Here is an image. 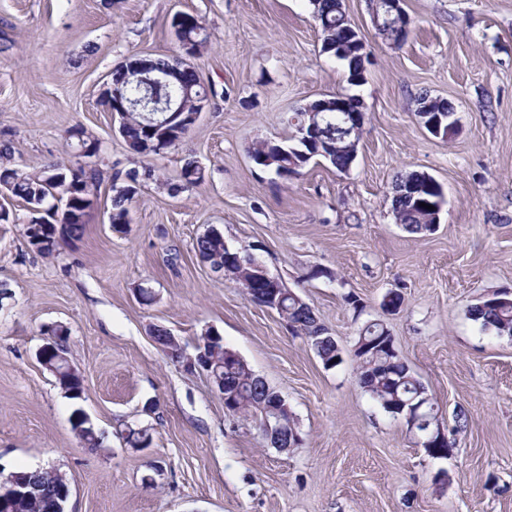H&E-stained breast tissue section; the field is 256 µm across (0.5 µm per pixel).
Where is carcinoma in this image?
<instances>
[{
    "label": "carcinoma",
    "mask_w": 512,
    "mask_h": 512,
    "mask_svg": "<svg viewBox=\"0 0 512 512\" xmlns=\"http://www.w3.org/2000/svg\"><path fill=\"white\" fill-rule=\"evenodd\" d=\"M314 13L320 22L322 45L335 48V57L341 60L348 69V81L352 85L360 84L357 76L361 74L362 60L355 44V39L348 37L352 25L338 0H310ZM378 35L387 43L398 41V21L394 18L383 17L377 28ZM179 45L191 44L198 52H203L208 39L203 35V26L199 19L191 14H183V21L174 30ZM152 64L159 70L179 65L181 80L176 87H159L155 95L165 99L171 97L181 103L188 113L195 111L200 96L207 92V86L202 82L197 70L192 65H185L176 57H153ZM112 86L131 96L142 97L144 90L139 87L133 76L118 67L112 72ZM294 123L295 134L289 138L290 144L282 142L269 143L258 140L252 143L249 156L259 159L258 166L277 176L297 173L311 160L315 159L313 150L300 140V128L310 122L309 108L296 113ZM144 120L140 113L133 112L125 120L123 139L135 153H142L141 138L144 133ZM320 141L322 149L330 157V164L343 171L348 169L349 158L341 147L354 138V133L343 126L336 116L321 118ZM9 148L0 150V175L6 173L14 180L13 189L9 190L12 198L24 203L29 212L28 219L43 222V240L37 251L51 255L59 244L66 240H76L83 237L86 230L87 217L98 205L99 193L103 184L104 172L96 167L89 171L81 170L82 188L76 191L74 212L69 217H60L55 199L58 195L67 193L63 182H52V175L57 165L50 164L37 172H26L10 164ZM181 182L191 186L204 180V170L197 161L187 159L179 175ZM119 177L112 178V199L110 212L112 225L120 229L130 223L129 203L133 197L131 186L117 185ZM391 209L397 223L412 234L430 232L433 223V211L418 204L409 195H393ZM195 250L202 259L213 265L224 264V237H215L204 233L196 239ZM283 311L288 326L296 333L304 335L311 342L317 356L327 367H336L342 363L341 352L337 341L324 331L318 322L313 309L303 302L294 292L283 289ZM467 314L480 325L481 330L490 331L496 336L512 337V303H497V298L480 300L467 307ZM392 340L388 330L380 323H372L362 328L357 345L362 348L373 343L372 349L357 354L361 365L357 372L359 386L385 411L399 415L407 414L402 402L415 398L427 397V391L420 379L410 370L408 365L397 355L396 350L388 351L383 347L384 340ZM219 373L224 384L235 392L236 407L243 410L248 417H253L254 403L266 395V392L256 389L247 380L240 363L232 360L224 361L219 366ZM66 378V389L70 399L78 400L84 394L85 388L79 374H62ZM422 424L416 426L417 432H426L436 426L439 409L433 400H428L421 409ZM28 482L37 489L34 500L19 502L15 505L0 507V512H55L56 487L59 478L49 472L40 470H25Z\"/></svg>",
    "instance_id": "carcinoma-1"
}]
</instances>
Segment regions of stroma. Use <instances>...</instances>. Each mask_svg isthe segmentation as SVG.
Segmentation results:
<instances>
[{"instance_id": "35a3bbf8", "label": "stroma", "mask_w": 512, "mask_h": 512, "mask_svg": "<svg viewBox=\"0 0 512 512\" xmlns=\"http://www.w3.org/2000/svg\"><path fill=\"white\" fill-rule=\"evenodd\" d=\"M343 4L371 59L359 86L322 52L310 0H0V147L16 167L75 163L69 132L81 126L106 177H175L188 157L205 172L176 194L143 183L124 232L96 214L51 257L24 225H0V464L60 469L67 512H512V338L467 314L512 290V0H404L399 46L377 35L367 0ZM178 12L210 35L193 64L216 95L179 144L137 156L103 84L131 55L178 54ZM423 94L454 105L451 139L418 122ZM337 95L365 116L349 170L314 161L285 179L254 164V141L287 140L295 112ZM411 171L445 196L425 236L391 212ZM211 228L312 307L341 365L325 367L305 336L210 271L195 242ZM392 291L404 297L396 312L383 306ZM370 322L393 336L444 430L466 411L448 457H428L405 418L359 387L354 344ZM56 324L84 378L77 403L39 360ZM157 327L190 354L217 331L286 400L302 444L277 450L227 412L205 374L155 343ZM78 409L99 448L74 433ZM130 427L148 431L147 447L125 442Z\"/></svg>"}]
</instances>
